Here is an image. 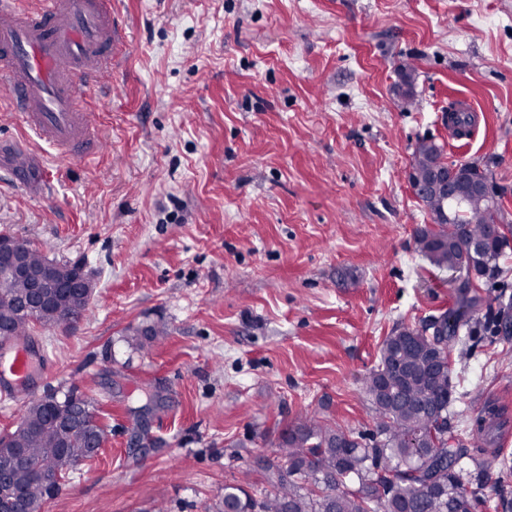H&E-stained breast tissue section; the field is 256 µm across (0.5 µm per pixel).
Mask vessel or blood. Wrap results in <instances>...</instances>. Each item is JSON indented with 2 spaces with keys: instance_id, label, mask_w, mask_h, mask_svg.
Here are the masks:
<instances>
[{
  "instance_id": "vessel-or-blood-1",
  "label": "vessel or blood",
  "mask_w": 512,
  "mask_h": 512,
  "mask_svg": "<svg viewBox=\"0 0 512 512\" xmlns=\"http://www.w3.org/2000/svg\"><path fill=\"white\" fill-rule=\"evenodd\" d=\"M130 43L112 0H0V81L7 101L39 140L60 158L88 159L101 150L89 90L110 84L112 67ZM37 341L0 347V392L25 400L47 378Z\"/></svg>"
}]
</instances>
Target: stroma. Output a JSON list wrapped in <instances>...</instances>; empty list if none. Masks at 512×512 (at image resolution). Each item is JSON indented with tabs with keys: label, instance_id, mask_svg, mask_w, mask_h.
Instances as JSON below:
<instances>
[{
	"label": "stroma",
	"instance_id": "35a3bbf8",
	"mask_svg": "<svg viewBox=\"0 0 512 512\" xmlns=\"http://www.w3.org/2000/svg\"><path fill=\"white\" fill-rule=\"evenodd\" d=\"M135 46L92 92L104 142L63 160L0 101V230L97 288L35 395L78 388L108 437L42 512H204L302 412L371 431L362 377L396 328L451 303L417 250L419 140L485 169L512 224V0H112ZM416 68L419 106L393 93ZM466 101L471 136L448 135ZM166 327L145 351L126 337ZM450 352L464 439L512 458V335Z\"/></svg>",
	"mask_w": 512,
	"mask_h": 512
}]
</instances>
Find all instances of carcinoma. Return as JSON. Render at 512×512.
I'll return each mask as SVG.
<instances>
[{"mask_svg": "<svg viewBox=\"0 0 512 512\" xmlns=\"http://www.w3.org/2000/svg\"><path fill=\"white\" fill-rule=\"evenodd\" d=\"M434 227L416 235L430 264L450 272L451 305L437 315L406 326L408 343L388 336L378 363L362 379L372 403L375 429L347 431L307 413L279 431L276 458L255 464L260 488L224 484L215 512H470L475 502L494 512H512L504 489L505 469L492 477V464L474 461V480L463 483L456 466L470 457L468 445L448 419L454 386L448 356L470 320L478 318L482 279L500 273L498 260L512 247V225L504 223L499 196L481 203L464 201L448 210L450 222L438 223L440 200L422 201ZM498 225L491 237L488 225ZM87 307L65 309L48 321L38 313L16 314L0 304V342L31 336L32 328L65 327ZM31 421L16 442L23 459L10 482L0 487V510L10 502L41 512L56 496L68 470L87 460L89 434L106 438L95 399L72 388L61 401L48 395L26 404Z\"/></svg>", "mask_w": 512, "mask_h": 512, "instance_id": "1", "label": "carcinoma"}]
</instances>
